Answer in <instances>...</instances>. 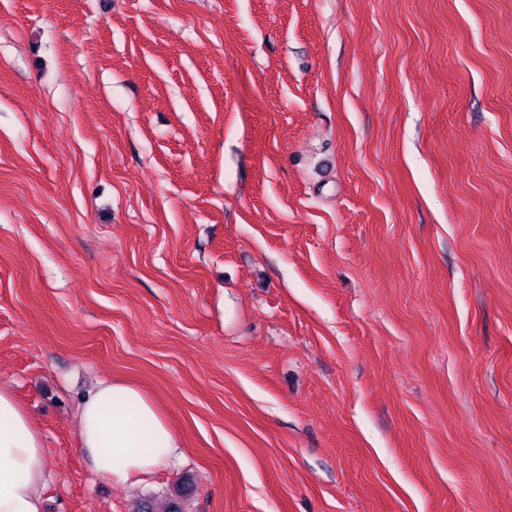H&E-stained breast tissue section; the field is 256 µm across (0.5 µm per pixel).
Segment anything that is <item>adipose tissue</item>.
Listing matches in <instances>:
<instances>
[{"instance_id":"ef3b65f1","label":"adipose tissue","mask_w":512,"mask_h":512,"mask_svg":"<svg viewBox=\"0 0 512 512\" xmlns=\"http://www.w3.org/2000/svg\"><path fill=\"white\" fill-rule=\"evenodd\" d=\"M78 447L91 469L116 484L139 482L181 455L182 439L138 385L108 380L82 398ZM42 434L14 393L0 386V512H44Z\"/></svg>"}]
</instances>
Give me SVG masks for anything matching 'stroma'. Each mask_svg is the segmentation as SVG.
<instances>
[{
	"label": "stroma",
	"mask_w": 512,
	"mask_h": 512,
	"mask_svg": "<svg viewBox=\"0 0 512 512\" xmlns=\"http://www.w3.org/2000/svg\"><path fill=\"white\" fill-rule=\"evenodd\" d=\"M0 386L45 512H512V0H0ZM77 444L91 469L116 484L140 482L181 456L182 438L157 402L126 380L103 381L82 398Z\"/></svg>",
	"instance_id": "1"
}]
</instances>
